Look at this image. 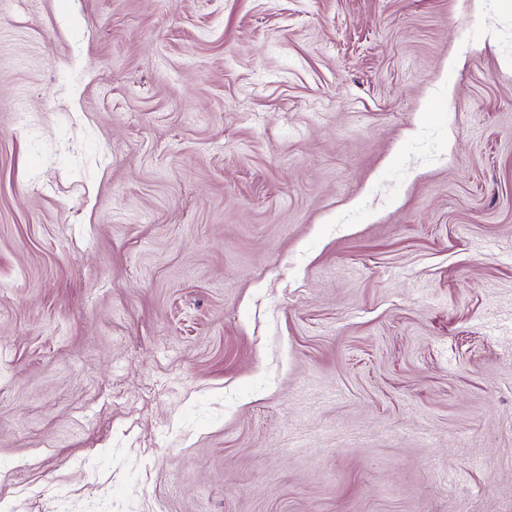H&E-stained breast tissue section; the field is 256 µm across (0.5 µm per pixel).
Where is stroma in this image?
I'll return each instance as SVG.
<instances>
[{"mask_svg": "<svg viewBox=\"0 0 512 512\" xmlns=\"http://www.w3.org/2000/svg\"><path fill=\"white\" fill-rule=\"evenodd\" d=\"M59 499L512 512V0H0V502Z\"/></svg>", "mask_w": 512, "mask_h": 512, "instance_id": "obj_1", "label": "stroma"}]
</instances>
